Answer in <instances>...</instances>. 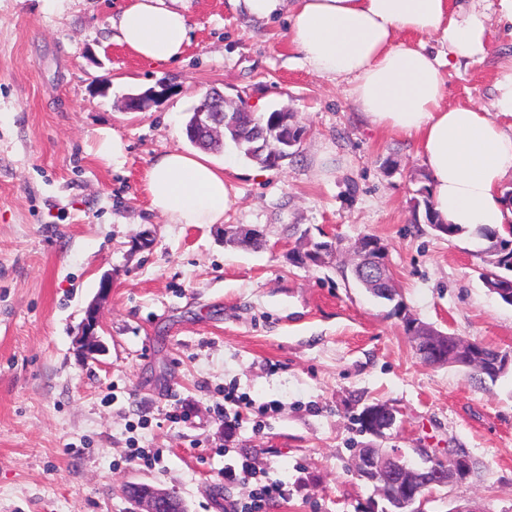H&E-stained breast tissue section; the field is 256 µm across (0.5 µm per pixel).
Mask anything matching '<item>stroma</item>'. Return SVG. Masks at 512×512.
Masks as SVG:
<instances>
[{"label": "stroma", "instance_id": "1", "mask_svg": "<svg viewBox=\"0 0 512 512\" xmlns=\"http://www.w3.org/2000/svg\"><path fill=\"white\" fill-rule=\"evenodd\" d=\"M127 3L0 0V512H132L130 483L224 512L252 488L224 481L242 455L288 491L268 512H384L358 474L364 446L411 461L464 452L474 473L430 492L427 512L453 500L512 512V366L478 380L426 365L406 330L413 318L512 353V305L484 285V243L411 221L426 173L416 140L371 128L346 81L310 72L285 18L186 0L190 43L157 68L114 39ZM510 58L512 30L494 27L492 51L450 72L449 102L491 106ZM212 87L290 109L306 135L278 168L215 152L232 185L223 223L171 224L150 205L146 172L189 148L186 117ZM152 89L147 111H124ZM104 130L127 145L120 165L97 154ZM292 224L339 241L342 259L291 263ZM239 225L260 227L261 245H226ZM365 234L386 245L402 307L346 277ZM107 273V352L83 362L73 340ZM230 386L267 407L264 427L253 410L217 412ZM376 402L399 411L382 439L356 422ZM136 448L160 456L132 459Z\"/></svg>", "mask_w": 512, "mask_h": 512}]
</instances>
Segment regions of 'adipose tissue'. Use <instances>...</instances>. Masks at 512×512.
<instances>
[{"label": "adipose tissue", "instance_id": "ef3b65f1", "mask_svg": "<svg viewBox=\"0 0 512 512\" xmlns=\"http://www.w3.org/2000/svg\"><path fill=\"white\" fill-rule=\"evenodd\" d=\"M253 20L285 17L288 37L316 75L345 79L373 126L414 138L439 218L475 240L512 216L499 189L512 179V59L501 64L492 108L447 102L450 69L484 58L492 17L512 23V0H228ZM113 26L138 59L166 65L190 42V22L164 0H131ZM441 44L433 51L428 39ZM145 191L172 224H219L232 199L224 166L203 152L174 149L150 164Z\"/></svg>", "mask_w": 512, "mask_h": 512}]
</instances>
